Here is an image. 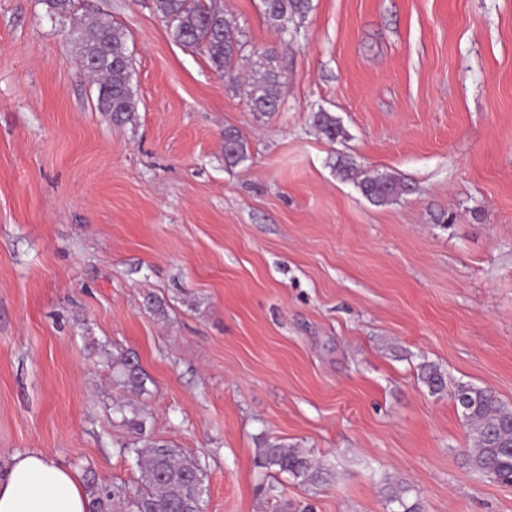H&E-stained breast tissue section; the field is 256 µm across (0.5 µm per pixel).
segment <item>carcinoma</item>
<instances>
[{
    "instance_id": "cac0c4a2",
    "label": "carcinoma",
    "mask_w": 512,
    "mask_h": 512,
    "mask_svg": "<svg viewBox=\"0 0 512 512\" xmlns=\"http://www.w3.org/2000/svg\"><path fill=\"white\" fill-rule=\"evenodd\" d=\"M53 17L73 11L74 0H42ZM263 13L279 33L308 12L310 0H262ZM155 13L165 23L173 41L206 54L216 71L229 81L243 57L244 43L239 31L224 17L216 0H153ZM73 43L81 60L90 63L87 71L98 80L97 105L116 125L135 120L137 100L133 88L134 65L124 35L111 23L88 17L72 31ZM248 100L255 112L271 113L281 103L282 74L274 57L263 54L254 61L249 76ZM314 125L328 140L341 136L336 120L327 112L314 115ZM246 158L239 134L224 131V161L236 166ZM362 195L382 204L406 190L405 184L389 175L367 176L357 182ZM112 367L113 382L140 395L148 392V377L136 354L127 349L103 350ZM421 380L433 393L446 386L445 373L431 363L420 366ZM456 408L469 426L473 448L466 453V464L480 478L512 483V410L505 407L489 388L459 384L454 390ZM113 413L120 422L142 436V447H124L138 468V490L126 503L127 512H205V467L199 460L182 456L168 444L145 437L147 416L134 405L117 403ZM259 466L286 473L294 479L316 485L324 480L323 469L311 456L280 443L267 442L259 448ZM88 512H115L116 503L125 499L121 487L88 485ZM406 489L389 487L388 499L398 505L397 512H418L409 504Z\"/></svg>"
}]
</instances>
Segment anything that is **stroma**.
Returning <instances> with one entry per match:
<instances>
[{"mask_svg": "<svg viewBox=\"0 0 512 512\" xmlns=\"http://www.w3.org/2000/svg\"><path fill=\"white\" fill-rule=\"evenodd\" d=\"M221 4L240 73L265 52L282 71L277 112L152 0H0V475L39 449L134 495L124 400L205 465V512H390L391 484L420 512H512V485L466 465L451 396L512 407V0H311L295 38L260 0ZM89 14L126 35L134 122L96 107L68 37ZM340 156L408 192L369 202ZM107 348L136 353L148 395L114 384ZM267 439L324 483L260 468ZM246 158L244 144L239 134L232 129L224 132V161L229 166H236Z\"/></svg>", "mask_w": 512, "mask_h": 512, "instance_id": "obj_1", "label": "stroma"}]
</instances>
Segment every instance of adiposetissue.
Returning <instances> with one entry per match:
<instances>
[{
  "instance_id": "adipose-tissue-1",
  "label": "adipose tissue",
  "mask_w": 512,
  "mask_h": 512,
  "mask_svg": "<svg viewBox=\"0 0 512 512\" xmlns=\"http://www.w3.org/2000/svg\"><path fill=\"white\" fill-rule=\"evenodd\" d=\"M79 475L41 450L17 453L0 477V512H86Z\"/></svg>"
}]
</instances>
